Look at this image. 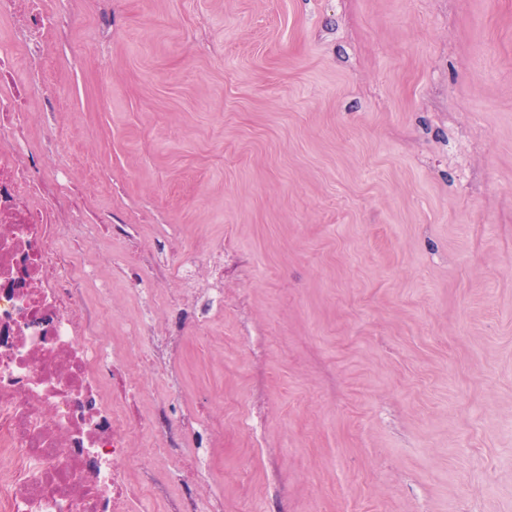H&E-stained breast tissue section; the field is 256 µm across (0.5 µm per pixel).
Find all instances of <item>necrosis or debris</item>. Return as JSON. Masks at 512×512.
Here are the masks:
<instances>
[{"mask_svg":"<svg viewBox=\"0 0 512 512\" xmlns=\"http://www.w3.org/2000/svg\"><path fill=\"white\" fill-rule=\"evenodd\" d=\"M0 512H132L154 498L127 448L131 425L104 354L100 310L62 248L82 223L64 170L36 172L17 106L19 61L45 63L49 30L28 0H0Z\"/></svg>","mask_w":512,"mask_h":512,"instance_id":"1","label":"necrosis or debris"}]
</instances>
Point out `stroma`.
Masks as SVG:
<instances>
[{
  "label": "stroma",
  "instance_id": "stroma-1",
  "mask_svg": "<svg viewBox=\"0 0 512 512\" xmlns=\"http://www.w3.org/2000/svg\"><path fill=\"white\" fill-rule=\"evenodd\" d=\"M30 139L86 221L63 246L131 338L146 256L224 246V309L129 446L223 512H512V0H76ZM62 135L61 149L44 140ZM137 222H129V215ZM172 427V420L157 416L145 426L155 439L154 451L156 453H166L174 444Z\"/></svg>",
  "mask_w": 512,
  "mask_h": 512
}]
</instances>
